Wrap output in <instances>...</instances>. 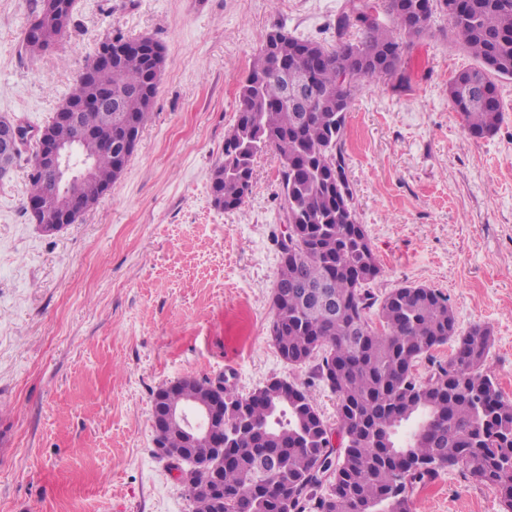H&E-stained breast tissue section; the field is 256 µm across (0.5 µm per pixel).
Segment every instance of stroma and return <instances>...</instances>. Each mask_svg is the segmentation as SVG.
<instances>
[{"label": "stroma", "instance_id": "1", "mask_svg": "<svg viewBox=\"0 0 512 512\" xmlns=\"http://www.w3.org/2000/svg\"><path fill=\"white\" fill-rule=\"evenodd\" d=\"M33 0H0V118L51 122L106 36L150 37L166 66L123 174L75 223L44 233L25 210L32 148L0 181V512H191L154 453L155 392L223 374L239 395L273 378L304 385L328 422L336 398L268 336L285 219L279 159L258 155L237 210L209 178L235 122L238 84L276 29L332 49L342 16L385 0H75L54 47L30 57ZM475 59L442 14L405 40L401 76L356 90L345 132L353 204L382 268L376 298L422 285L448 298L458 331H492L486 367L512 398V79L502 121L471 136L448 82ZM414 512H502L461 470Z\"/></svg>", "mask_w": 512, "mask_h": 512}]
</instances>
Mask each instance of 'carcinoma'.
<instances>
[{
	"mask_svg": "<svg viewBox=\"0 0 512 512\" xmlns=\"http://www.w3.org/2000/svg\"><path fill=\"white\" fill-rule=\"evenodd\" d=\"M432 0H386L391 24L363 28L356 42L328 50L277 29L267 34L239 85V109L224 137V158L211 173L216 207H242L257 154L280 160L288 223L298 234L280 254L270 336L292 366L316 360L315 377L336 396L344 446L299 384L273 379L243 397L224 387V455L219 472L196 470L208 492L189 496L192 512H412L416 490L459 469L512 512V399L485 369L491 330L472 326L459 336L448 298L426 287H402L376 302L366 286L380 265L352 205L342 151L350 102L365 80L392 77L402 66V37L429 33ZM74 0H39L34 17L54 35L71 22ZM448 25L478 64L456 73L448 99L473 136L491 135L502 113L496 80L512 78V0H462ZM112 66L79 80L61 108L110 93L106 104L78 108L75 120L54 121L51 137L80 145L91 171L80 185L91 208L123 173L152 110L165 67L149 38L106 41ZM313 73L309 112H291L281 70ZM87 132L112 136V152L97 151ZM29 197L64 213L70 200L54 178L32 166ZM334 298L315 306V287ZM377 308V321L370 317ZM454 341L434 381L415 375L417 363ZM198 397L195 387L154 394L153 408Z\"/></svg>",
	"mask_w": 512,
	"mask_h": 512,
	"instance_id": "carcinoma-1",
	"label": "carcinoma"
}]
</instances>
